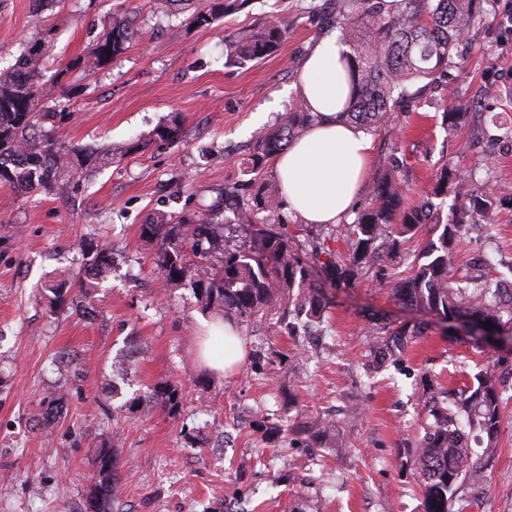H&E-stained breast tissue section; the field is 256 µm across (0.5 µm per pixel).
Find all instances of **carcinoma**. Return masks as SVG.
I'll return each instance as SVG.
<instances>
[{
  "label": "carcinoma",
  "instance_id": "carcinoma-1",
  "mask_svg": "<svg viewBox=\"0 0 512 512\" xmlns=\"http://www.w3.org/2000/svg\"><path fill=\"white\" fill-rule=\"evenodd\" d=\"M174 13L197 3L193 23L209 26L245 9L252 0H164ZM477 18V0H333L325 27L338 32L350 53L343 56L348 95L339 117L372 132L387 125L389 112L413 99L409 85L419 79L437 93L447 132L458 131L468 119V104L453 97L448 88V63ZM288 35V21L268 14L241 31L225 36V64L238 65L262 60L276 53ZM139 38L135 20L115 15L86 61L101 69L126 53ZM45 39L26 44L14 64L0 69V182L25 192L43 191L67 198L90 173L112 165L133 151L150 144L129 146L119 152L111 148H72L42 131L51 112L40 111L43 93L42 67ZM316 119L301 97L292 102L284 117L260 132L246 161L248 172L260 179L272 160L310 128ZM281 186L264 181L254 204L240 203L235 190L205 212H183L174 216L153 213L141 225V236L158 244L156 266L169 286L183 284L188 264L195 265L190 287L207 309L233 312L247 322L277 305L292 306L298 314L314 318L324 305L317 287L306 283L307 270L294 257L283 225L261 220L258 213L278 208ZM453 196L447 220H440L433 199ZM405 186L400 164L390 165L373 176L369 205L349 225L344 242L350 262L374 270L385 283V259L397 252L402 238L424 224L433 225L413 273L394 288L402 302L444 322L465 319L491 333L512 337V294L502 288L503 279L469 276L462 278L456 267V248L463 231L477 225L493 237L497 198L494 191L472 190L468 176L443 165L429 197L414 207L405 205ZM230 211L234 223L247 227L250 245L227 249L225 232L230 225L218 221ZM88 259V283L80 288L89 298L91 280L103 278L111 268L112 252L105 245L84 243ZM299 288L293 293L292 288ZM421 335V330L394 328L376 347L382 362ZM475 383L448 401L433 396L428 401L433 423L421 440L413 464L422 483L426 512H448V499L467 481L481 480L480 461L496 445L501 409L506 392L504 378L496 366L475 374ZM292 430L321 439L334 430L322 419L299 422ZM98 481L94 489L96 512H105L119 483L112 449L102 447L97 455Z\"/></svg>",
  "mask_w": 512,
  "mask_h": 512
}]
</instances>
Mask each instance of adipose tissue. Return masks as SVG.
<instances>
[{
  "label": "adipose tissue",
  "instance_id": "ef3b65f1",
  "mask_svg": "<svg viewBox=\"0 0 512 512\" xmlns=\"http://www.w3.org/2000/svg\"><path fill=\"white\" fill-rule=\"evenodd\" d=\"M346 46L328 37L312 44L298 73V91L316 120L275 162L289 207L305 224H338L354 208L372 154L368 134L338 111L347 94L341 57Z\"/></svg>",
  "mask_w": 512,
  "mask_h": 512
}]
</instances>
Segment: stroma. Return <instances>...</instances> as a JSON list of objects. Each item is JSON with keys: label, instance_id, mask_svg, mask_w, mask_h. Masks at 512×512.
<instances>
[{"label": "stroma", "instance_id": "35a3bbf8", "mask_svg": "<svg viewBox=\"0 0 512 512\" xmlns=\"http://www.w3.org/2000/svg\"><path fill=\"white\" fill-rule=\"evenodd\" d=\"M328 0H253L200 27L162 0H0V66L14 62L38 28L52 32L44 65L50 99L66 100L46 129L67 145L120 149L179 115L181 137L150 143L101 168L75 199L23 193L0 183V512H91L97 450L115 449L121 483L107 512H424L413 456L431 422L434 393L471 385L484 364L512 384V347L449 332L402 304L370 270L352 285L322 281V321L227 316L245 356L219 373L197 356L204 310L192 288L167 286L156 246L140 226L157 211H203L237 188L251 201L261 182L245 173L259 131L297 93L302 59L327 37ZM136 16L140 35L112 64L81 66L113 13ZM448 75L473 105L454 134L425 93L417 109L392 112L372 135L371 171L402 163L406 202L426 198L445 164L473 175L499 199L495 240L467 230L457 263L494 252L512 264V0H480ZM288 20L279 51L259 62L225 63L226 34L263 15ZM179 28L169 36L170 28ZM296 257L311 266L348 261L344 225L305 224L280 206ZM111 245L112 269L92 293L93 312L52 306L54 280L79 278L84 240ZM425 324L423 336L383 365L373 341L383 325ZM177 391L176 406L149 403ZM48 399L61 411L44 423ZM336 428L323 442L294 435L302 417ZM448 512H512V399L497 446L482 461L478 491H461Z\"/></svg>", "mask_w": 512, "mask_h": 512}]
</instances>
